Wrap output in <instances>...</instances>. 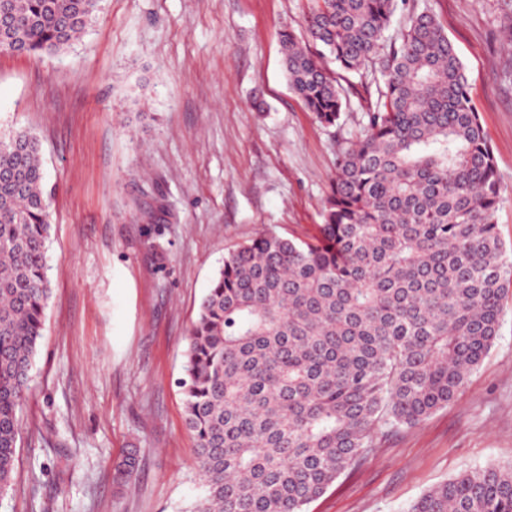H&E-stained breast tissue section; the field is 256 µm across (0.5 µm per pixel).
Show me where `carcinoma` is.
<instances>
[{
	"label": "carcinoma",
	"instance_id": "cac0c4a2",
	"mask_svg": "<svg viewBox=\"0 0 512 512\" xmlns=\"http://www.w3.org/2000/svg\"><path fill=\"white\" fill-rule=\"evenodd\" d=\"M0 52L58 54L99 0H0ZM407 10L399 35L385 32ZM281 35L288 83L324 127L368 78L365 123L336 161L305 240L262 233L224 254L187 337L185 422L206 487L194 512H305L381 428L415 426L464 390L498 335L512 249L502 183L464 66L409 0H311ZM375 91H370V88ZM52 197L31 132L0 135V492L51 295ZM407 512H512V467L461 473Z\"/></svg>",
	"mask_w": 512,
	"mask_h": 512
}]
</instances>
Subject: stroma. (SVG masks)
I'll return each mask as SVG.
<instances>
[{
    "mask_svg": "<svg viewBox=\"0 0 512 512\" xmlns=\"http://www.w3.org/2000/svg\"><path fill=\"white\" fill-rule=\"evenodd\" d=\"M462 61L512 244V10L427 0ZM310 0H100L67 51L0 53V130L41 141L53 196L52 293L0 512H193L204 495L180 387L187 336L225 252L321 223L350 95L324 128L288 87L280 33L307 40ZM138 468L118 485L113 460ZM512 465V298L465 389L382 430L306 512H406L460 472Z\"/></svg>",
    "mask_w": 512,
    "mask_h": 512,
    "instance_id": "35a3bbf8",
    "label": "stroma"
}]
</instances>
